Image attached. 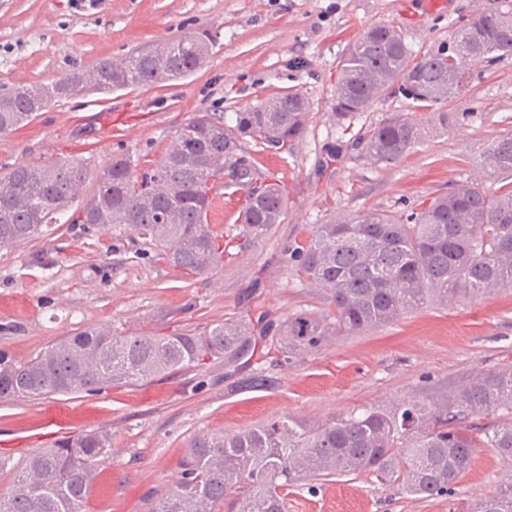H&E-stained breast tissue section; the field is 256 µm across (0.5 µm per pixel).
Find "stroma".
<instances>
[{
    "label": "stroma",
    "instance_id": "stroma-1",
    "mask_svg": "<svg viewBox=\"0 0 512 512\" xmlns=\"http://www.w3.org/2000/svg\"><path fill=\"white\" fill-rule=\"evenodd\" d=\"M0 0V88L48 84L104 58L119 59L200 31L215 42L207 64L173 82L62 99L26 126L0 135V175L28 162L91 159L102 170L131 155L156 165L196 112H236L284 91L309 104L291 155L260 159L287 186L288 213L273 237L206 277L155 257L121 226L54 224L44 237L0 248V359L29 360L62 338L106 325L119 334L176 329L201 333L239 315V296L262 279L253 311L282 319L328 308L299 285L281 249L338 214L422 209L460 181H480L479 157L512 130V56L474 65L449 103L458 115L398 164L351 154L323 169L341 56L371 25L402 28L414 52L448 41L476 12L512 13V0ZM512 363V292L430 306L385 327L336 337L329 347L269 368V383L243 387L249 369L215 362L100 393L0 398V457L21 463L39 448L91 430L112 435L97 465L87 512H147L152 496L180 476L192 437L296 415L311 421L363 407L440 394L473 374ZM512 464L489 448L441 497L407 496L374 477L338 476L317 495L288 491L289 512H468Z\"/></svg>",
    "mask_w": 512,
    "mask_h": 512
}]
</instances>
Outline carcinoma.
<instances>
[{
    "instance_id": "cac0c4a2",
    "label": "carcinoma",
    "mask_w": 512,
    "mask_h": 512,
    "mask_svg": "<svg viewBox=\"0 0 512 512\" xmlns=\"http://www.w3.org/2000/svg\"><path fill=\"white\" fill-rule=\"evenodd\" d=\"M205 31L120 59H102L92 72L73 71L48 85L0 94V135L31 121L62 98L90 91L153 86L201 68L213 46ZM512 55V13L483 11L449 42L416 54L402 31L375 24L341 57L337 121L351 120L383 97L404 96L412 111L386 112L364 133L348 128L328 141L325 166L354 152L393 166L428 133L455 121L444 110L468 84L472 66ZM308 104L298 91L257 101L235 113H194L176 132L155 168L138 172L129 155L112 158L86 192L90 164L82 159L24 163L0 177V247L36 239L52 219L73 208L77 220L100 228L119 224L176 268L206 276L273 234L288 211L284 187L261 168L252 142L288 153L304 134ZM487 187L462 182L418 212L367 211L315 224L283 248L284 263L314 288L329 313L302 311L284 319L247 309L202 334L174 330L116 334L90 327L36 357L0 363V397L33 400L147 383L220 360L253 368L250 384L269 366L318 351L341 334L387 326L427 306L512 290V132L497 136L481 157ZM227 169L224 189L242 201L239 233L208 222L214 170ZM269 344L276 356L259 355ZM486 422L475 425L471 416ZM112 434L92 431L33 451L9 470L0 512H86L98 462L111 453ZM478 448L512 463V366L487 370L440 397L364 407L323 423L284 415L244 430L193 437L182 449L179 480L150 512H221L234 496L238 512H288V489L311 494L341 475L373 476L406 495L451 492ZM473 512H512V481L500 484Z\"/></svg>"
}]
</instances>
